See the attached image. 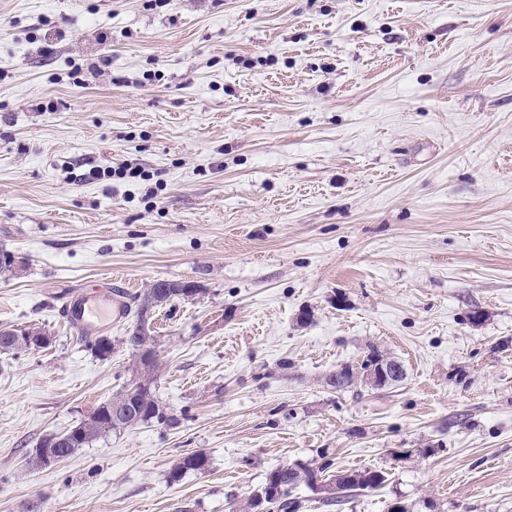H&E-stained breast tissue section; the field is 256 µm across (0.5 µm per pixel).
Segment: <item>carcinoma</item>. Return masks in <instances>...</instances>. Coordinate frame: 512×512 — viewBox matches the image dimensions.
<instances>
[{"label": "carcinoma", "instance_id": "obj_1", "mask_svg": "<svg viewBox=\"0 0 512 512\" xmlns=\"http://www.w3.org/2000/svg\"><path fill=\"white\" fill-rule=\"evenodd\" d=\"M203 293L198 287L192 291L188 285L179 284L176 280H161L151 283L135 297V324L121 340L133 358L135 368L139 372L137 393L128 399L130 415L128 419L135 422L155 420L168 426L177 424V419L157 398L154 392L155 375L160 360L146 361V356L158 355L156 339L149 328L150 320L156 308L179 298L195 297ZM30 350L29 338L19 334L17 329L0 330V352ZM361 383V379L345 365L325 378V384L337 390H345ZM111 402L102 403L94 410L96 416L83 421L78 428L85 429L84 436L77 435L62 440L56 436L47 438L36 449L35 458L40 459L47 453L57 455L76 454L98 437L113 430L108 409ZM208 466V457L202 451H192L181 456L170 472V479L179 480L183 474L193 471L202 472ZM332 467L329 461L318 467L294 463L287 469L278 466L270 470L265 483H271L282 489L278 500L272 503L275 512H297L299 504L291 497L292 491L299 485H306L313 493L321 495V502L327 507L343 506L357 491L375 490L387 481V473L380 470L345 471L326 475Z\"/></svg>", "mask_w": 512, "mask_h": 512}]
</instances>
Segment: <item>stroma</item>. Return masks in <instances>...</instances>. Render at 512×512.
<instances>
[{
    "label": "stroma",
    "mask_w": 512,
    "mask_h": 512,
    "mask_svg": "<svg viewBox=\"0 0 512 512\" xmlns=\"http://www.w3.org/2000/svg\"><path fill=\"white\" fill-rule=\"evenodd\" d=\"M1 250L50 343L0 354V512H244L327 460L389 479L300 512H512V0H0ZM107 278L204 289L152 320L178 423L31 467L137 375L133 316L102 361L60 312ZM373 346L400 385L326 386ZM208 457L202 451H192L181 456L170 472V479L178 481L183 474L193 471L202 472L208 466Z\"/></svg>",
    "instance_id": "1"
}]
</instances>
